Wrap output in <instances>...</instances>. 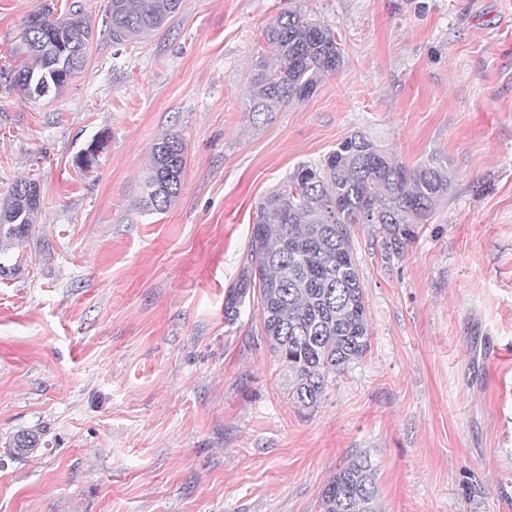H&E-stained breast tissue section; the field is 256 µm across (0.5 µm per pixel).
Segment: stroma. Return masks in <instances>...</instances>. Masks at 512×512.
I'll list each match as a JSON object with an SVG mask.
<instances>
[{
    "mask_svg": "<svg viewBox=\"0 0 512 512\" xmlns=\"http://www.w3.org/2000/svg\"><path fill=\"white\" fill-rule=\"evenodd\" d=\"M39 3L0 0V70ZM82 4L93 40L61 94L0 84V198L22 177L41 194L39 243L0 279V512H319L360 454L380 512H512V0H184L120 45L109 0ZM291 10L343 63L250 111L262 29ZM358 131L447 159L452 192L395 253L351 225L371 347L305 409L224 292L262 198ZM169 132L187 163L158 212L143 182Z\"/></svg>",
    "mask_w": 512,
    "mask_h": 512,
    "instance_id": "stroma-1",
    "label": "stroma"
}]
</instances>
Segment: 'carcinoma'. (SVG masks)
<instances>
[{
  "label": "carcinoma",
  "mask_w": 512,
  "mask_h": 512,
  "mask_svg": "<svg viewBox=\"0 0 512 512\" xmlns=\"http://www.w3.org/2000/svg\"><path fill=\"white\" fill-rule=\"evenodd\" d=\"M183 0H111L104 32L122 44L150 36L175 17ZM42 2L24 21L16 67L6 87L34 99L59 94L85 65L93 29L80 0L64 17ZM253 68L252 112H277L305 101L341 66L332 28L290 11L264 31ZM186 146L177 133L151 149L144 183L146 206L166 210L180 194ZM448 162L430 157L412 168L362 133H355L317 163L297 165L259 203L238 280L224 293V319L232 324L248 300L261 311V335L288 370V395L316 406L332 378L371 347L362 282L349 225L372 224L387 248L415 236L436 205L448 199ZM40 210L36 181L21 178L0 201V276L13 274L10 251L29 243ZM38 439L19 434L12 447L33 452ZM320 512H379L376 469L359 455L336 470L321 492Z\"/></svg>",
  "instance_id": "carcinoma-1"
}]
</instances>
